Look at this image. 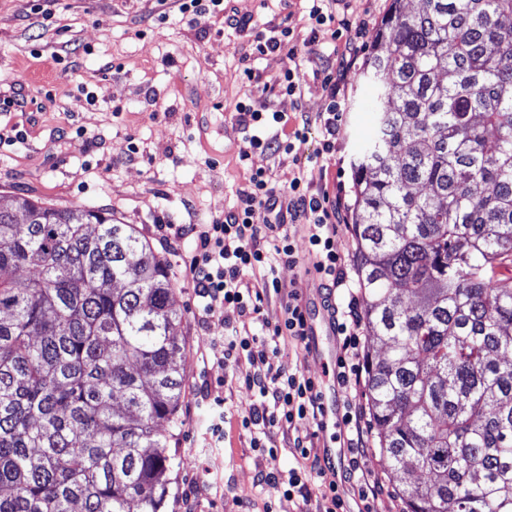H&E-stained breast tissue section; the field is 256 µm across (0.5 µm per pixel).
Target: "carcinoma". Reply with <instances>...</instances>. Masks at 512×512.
Returning a JSON list of instances; mask_svg holds the SVG:
<instances>
[{"label": "carcinoma", "mask_w": 512, "mask_h": 512, "mask_svg": "<svg viewBox=\"0 0 512 512\" xmlns=\"http://www.w3.org/2000/svg\"><path fill=\"white\" fill-rule=\"evenodd\" d=\"M402 2L350 162L372 424L407 512H512V0ZM182 318L133 225L0 205V512H162Z\"/></svg>", "instance_id": "cac0c4a2"}]
</instances>
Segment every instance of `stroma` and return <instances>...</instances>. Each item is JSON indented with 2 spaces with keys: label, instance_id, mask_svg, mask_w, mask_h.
Wrapping results in <instances>:
<instances>
[{
  "label": "stroma",
  "instance_id": "35a3bbf8",
  "mask_svg": "<svg viewBox=\"0 0 512 512\" xmlns=\"http://www.w3.org/2000/svg\"><path fill=\"white\" fill-rule=\"evenodd\" d=\"M391 0H352L351 19L360 34L352 61L336 78L345 97L336 151L322 154V136L310 126L294 152L254 154L241 164L244 133L235 106L245 102L295 118L316 117L328 100L321 80L306 72L300 97L273 93L287 65L280 55L255 61L256 77L243 75L251 30L221 19L188 27L176 0H52L51 16L38 0H0V99L19 97L23 108L0 112V129L15 126L25 137L0 143V203L25 197L58 208L110 213L134 225L155 253L179 264L193 248L167 250L156 222L206 224L230 210L252 171L265 170L282 184L303 170L312 187L334 177L344 216L353 208L350 160L372 129V91L361 73L376 24ZM166 21H158V10ZM227 16L250 17L307 32L304 0H224ZM121 115H114V108ZM139 157L129 160V145ZM176 306L184 313L179 341L188 351L179 416L169 441L176 457L164 512H295L283 486H255L258 471L297 467L291 449L270 461L250 446L238 421L251 406L245 379L248 361L224 367L221 317L202 324L189 281L173 280ZM221 401L224 443L215 447L206 407Z\"/></svg>",
  "mask_w": 512,
  "mask_h": 512
}]
</instances>
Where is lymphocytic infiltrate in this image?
<instances>
[{
    "label": "lymphocytic infiltrate",
    "mask_w": 512,
    "mask_h": 512,
    "mask_svg": "<svg viewBox=\"0 0 512 512\" xmlns=\"http://www.w3.org/2000/svg\"><path fill=\"white\" fill-rule=\"evenodd\" d=\"M335 0H309L308 17L313 28L305 39H298L292 29H269L253 19L239 20L240 28H254L253 53L262 57L270 53H285L288 65L277 85L278 93L295 96L302 92V79L307 65L326 62L327 57L317 47L318 28L327 26L332 37L351 31L347 18H337ZM237 121L246 133L239 153L240 161H248L255 152H293L301 132H289L284 113L264 112L240 103L235 107ZM304 223L308 243L315 258L313 268L326 288L349 289L348 272L337 250L341 224L336 207L328 193L310 189L303 173H294L284 184L272 185L265 170L252 172L247 189L239 191L237 203L222 216L207 224H176L165 240L179 247L184 240L195 243V249L180 270L188 279L198 299L199 321L221 316L224 321V361L231 364L246 358L251 371L246 378L254 400L241 426L250 435L251 448L277 457L279 449H293L302 460L300 467L286 471L270 467L260 477L264 483L284 485L286 499H301L298 512H342L340 482L353 484L366 512L386 493L385 484L369 464L372 432L366 423L364 406L353 404L354 394L364 386L361 361V332L363 320L358 309V297L351 294L348 301L336 303L328 299L326 308L332 319L338 320L343 337L336 361V382L344 392L349 406L344 422L347 426L345 466L342 480H333L335 466L314 453L312 435L296 434L299 421H320L323 416L321 391L317 379L304 373L283 372L275 368L280 342L291 339L308 343L307 317L298 293L284 285L279 276V262L295 265L299 262L295 245L288 233L289 224ZM252 275L255 287L244 283ZM277 301L280 315L275 321L262 317L265 304ZM260 322L259 332L253 333L248 322ZM320 481L318 490H311L309 477Z\"/></svg>",
    "instance_id": "lymphocytic-infiltrate-1"
}]
</instances>
